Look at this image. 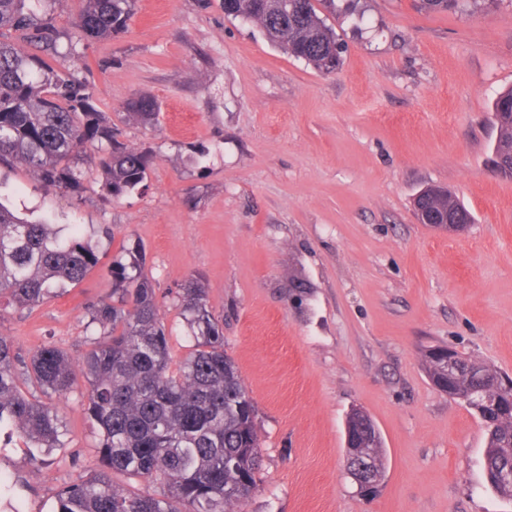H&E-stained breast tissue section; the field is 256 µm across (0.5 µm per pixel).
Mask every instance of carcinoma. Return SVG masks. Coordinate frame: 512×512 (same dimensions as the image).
Instances as JSON below:
<instances>
[{
	"instance_id": "carcinoma-1",
	"label": "carcinoma",
	"mask_w": 512,
	"mask_h": 512,
	"mask_svg": "<svg viewBox=\"0 0 512 512\" xmlns=\"http://www.w3.org/2000/svg\"><path fill=\"white\" fill-rule=\"evenodd\" d=\"M65 0H0V166L19 165L37 182L74 192L85 172L87 148L94 151L103 190L112 198L144 186L153 154L120 140L121 131L97 109L88 86L59 73L71 50L59 48V33L47 3ZM74 27L88 39L125 32L135 0H83ZM472 0H420L427 11L465 12ZM224 14L255 24L275 47L330 74L341 64L336 32L314 0H224ZM128 120L154 128L159 104L140 94L124 102ZM498 137L496 166L512 178V88L493 102ZM431 205L461 206L446 190ZM99 263L79 224H45L16 215L0 203V301L30 310L60 291L80 284ZM139 245L121 246L112 260V294L91 302L92 322L103 328L88 337L78 361L49 345L24 357L11 337L0 333V433L21 439L34 460L64 447L58 404L85 383L84 413L100 434L101 467L63 487L52 512H243L262 467L257 425L243 406L251 398L224 333L208 309L202 278L177 290L180 316L192 345L173 363L161 320L155 281L145 270ZM457 388L487 431L484 452L489 485L512 499V484L498 471L512 467V415L496 416L491 404L508 395L503 376L474 356L458 357ZM348 423L384 475L381 434L371 418L353 412ZM151 479L163 486L155 496L114 484L112 474ZM20 479L0 471V501L10 512Z\"/></svg>"
}]
</instances>
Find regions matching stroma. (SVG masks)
<instances>
[{"instance_id":"stroma-1","label":"stroma","mask_w":512,"mask_h":512,"mask_svg":"<svg viewBox=\"0 0 512 512\" xmlns=\"http://www.w3.org/2000/svg\"><path fill=\"white\" fill-rule=\"evenodd\" d=\"M418 2L321 9L342 46L330 75L225 16L223 0H137L126 32L92 41L72 25L80 0L52 11L60 47L76 45L67 72L155 164L114 200L86 161L70 193L0 166V203L20 215L115 232L82 283L0 311V334L27 356L54 344L79 358L87 302L111 293L121 246L139 244L178 360L189 340L174 291L203 277L257 411L263 465L246 512H512L486 482L480 420L424 364L447 345L512 376V179L490 163L492 104L512 87V0L464 13ZM139 93L158 101L157 128L126 123ZM428 186L464 203L465 232L417 222ZM84 390L60 404L68 434L46 462L19 439L0 450V469L27 482L23 512H49L59 488L99 468ZM355 408L383 438L371 498L345 469Z\"/></svg>"}]
</instances>
